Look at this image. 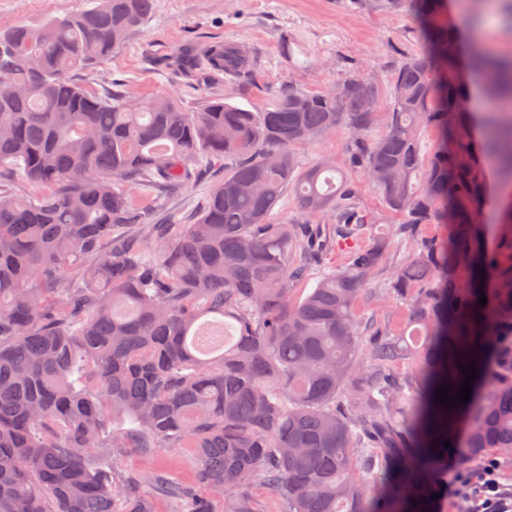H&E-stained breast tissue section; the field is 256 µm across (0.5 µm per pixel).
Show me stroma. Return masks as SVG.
<instances>
[{"instance_id": "35a3bbf8", "label": "stroma", "mask_w": 512, "mask_h": 512, "mask_svg": "<svg viewBox=\"0 0 512 512\" xmlns=\"http://www.w3.org/2000/svg\"><path fill=\"white\" fill-rule=\"evenodd\" d=\"M90 0H0V31L35 25L88 6ZM481 38L471 43L462 35L463 50L471 46L495 50L512 47V20L505 0H493L483 10ZM214 42H241L253 49L257 65L249 90L237 105L260 110L272 107L288 84L307 91L326 90L346 71L391 75L397 65L419 47L418 25L406 10L385 12L365 0H155L150 17L131 32L125 44L104 64L77 73L79 82L109 91L120 89L135 100L170 96L196 110L227 93L223 77L212 79L181 73L173 59L183 49ZM346 125L322 133L296 152L304 166L328 159L338 173L359 187L360 204L380 217L367 237L393 230L403 218L391 212L363 168L350 158ZM224 179V163H203L181 189L157 197L130 188V195L152 210L155 224H190L203 210L210 190ZM408 250L405 240L393 238L371 277L368 290L355 306L359 323L387 327L397 336L409 334L405 303L388 298L384 282L396 260ZM197 453L192 448H158L152 455L130 448L118 462L121 475L138 479L141 494L155 512H173L174 504L162 491L161 479L191 486L195 483Z\"/></svg>"}]
</instances>
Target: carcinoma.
Wrapping results in <instances>:
<instances>
[{"label":"carcinoma","instance_id":"1","mask_svg":"<svg viewBox=\"0 0 512 512\" xmlns=\"http://www.w3.org/2000/svg\"><path fill=\"white\" fill-rule=\"evenodd\" d=\"M419 22L422 51L388 81L348 73L320 92L292 85L248 110L230 95L187 111L168 96L132 102L75 79L112 57L153 0H94L38 25L0 31V167L43 188L0 191V512H152L129 479L92 455L123 448H194V489L166 482L179 512H257L268 489L279 512H436L448 500V449L512 455V191L495 252L474 223L485 202L483 162L512 186V55L461 51L448 0H370ZM177 65L249 85L252 55L214 42ZM479 72L493 107L480 148L461 107L464 73ZM386 130L370 137L382 89ZM345 123L354 158L413 243L386 293L408 302L412 341L361 329L358 298L390 247L361 243L377 216L323 159L304 168L292 147ZM438 142L428 158L421 134ZM231 165L192 224H171L145 255L115 242L145 223L126 187L187 181L204 160ZM291 193L309 223L268 224ZM448 226V236L423 232ZM346 259L309 271L315 256ZM487 304L478 305L480 294ZM222 320L224 344L201 350L196 327ZM491 353L485 385L455 407L460 364ZM410 360L415 372L397 366Z\"/></svg>","mask_w":512,"mask_h":512}]
</instances>
